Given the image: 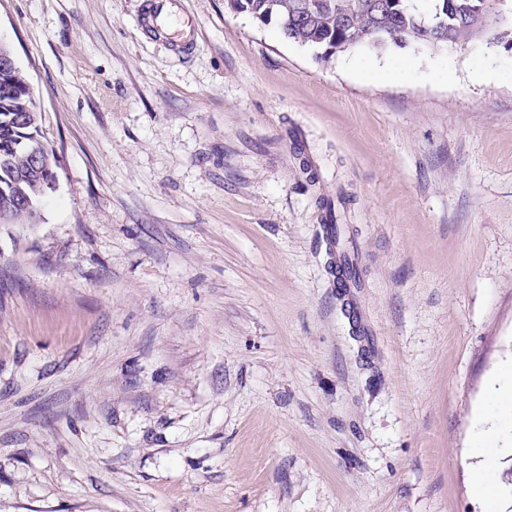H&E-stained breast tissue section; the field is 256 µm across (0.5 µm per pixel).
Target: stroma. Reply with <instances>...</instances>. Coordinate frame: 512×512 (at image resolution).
<instances>
[{
	"instance_id": "obj_1",
	"label": "stroma",
	"mask_w": 512,
	"mask_h": 512,
	"mask_svg": "<svg viewBox=\"0 0 512 512\" xmlns=\"http://www.w3.org/2000/svg\"><path fill=\"white\" fill-rule=\"evenodd\" d=\"M142 2L0 0L58 160L40 222L0 224V512H486L512 46L326 65L182 0V55Z\"/></svg>"
}]
</instances>
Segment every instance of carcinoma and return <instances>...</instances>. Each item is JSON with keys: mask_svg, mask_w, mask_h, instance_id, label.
I'll return each mask as SVG.
<instances>
[{"mask_svg": "<svg viewBox=\"0 0 512 512\" xmlns=\"http://www.w3.org/2000/svg\"><path fill=\"white\" fill-rule=\"evenodd\" d=\"M237 13L256 24L278 25L293 43L320 50L330 62L348 43L372 51L416 44L430 50L477 39L474 15L481 0H234ZM29 99L20 71L0 73V211L17 210L14 172L29 169L26 145L35 129L13 118Z\"/></svg>", "mask_w": 512, "mask_h": 512, "instance_id": "1", "label": "carcinoma"}]
</instances>
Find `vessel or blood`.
Wrapping results in <instances>:
<instances>
[{
	"instance_id": "1",
	"label": "vessel or blood",
	"mask_w": 512,
	"mask_h": 512,
	"mask_svg": "<svg viewBox=\"0 0 512 512\" xmlns=\"http://www.w3.org/2000/svg\"><path fill=\"white\" fill-rule=\"evenodd\" d=\"M140 24L153 39L171 49L186 53L195 44L194 22L183 15L181 0H147Z\"/></svg>"
}]
</instances>
